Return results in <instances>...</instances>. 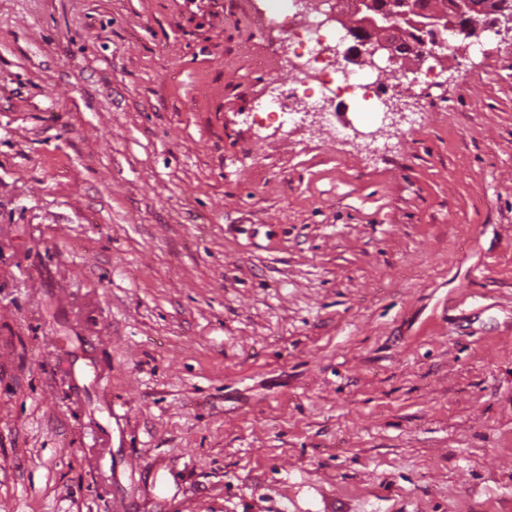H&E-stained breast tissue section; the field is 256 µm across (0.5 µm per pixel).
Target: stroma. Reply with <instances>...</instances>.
I'll list each match as a JSON object with an SVG mask.
<instances>
[{"instance_id":"obj_1","label":"stroma","mask_w":512,"mask_h":512,"mask_svg":"<svg viewBox=\"0 0 512 512\" xmlns=\"http://www.w3.org/2000/svg\"><path fill=\"white\" fill-rule=\"evenodd\" d=\"M261 5L0 0V512H512V52L282 127Z\"/></svg>"}]
</instances>
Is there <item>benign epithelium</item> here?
Masks as SVG:
<instances>
[{
  "label": "benign epithelium",
  "mask_w": 512,
  "mask_h": 512,
  "mask_svg": "<svg viewBox=\"0 0 512 512\" xmlns=\"http://www.w3.org/2000/svg\"><path fill=\"white\" fill-rule=\"evenodd\" d=\"M352 44L346 48V61L378 67L376 57L389 63L414 56L423 61L432 40L448 46V36L477 35L484 29L481 0H453L452 11L439 7V0H356ZM492 29L512 34V7L496 11Z\"/></svg>",
  "instance_id": "1"
}]
</instances>
